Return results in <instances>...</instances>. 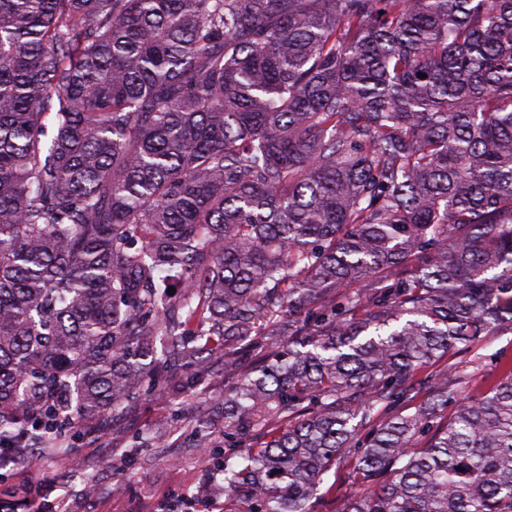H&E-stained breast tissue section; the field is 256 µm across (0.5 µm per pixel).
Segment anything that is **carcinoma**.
I'll list each match as a JSON object with an SVG mask.
<instances>
[{"mask_svg":"<svg viewBox=\"0 0 512 512\" xmlns=\"http://www.w3.org/2000/svg\"><path fill=\"white\" fill-rule=\"evenodd\" d=\"M505 331L512 0H0V467L219 355L238 512H512ZM507 353L512 355V334L507 333L502 336H491L488 339L487 345L479 351L483 356H486L484 360L485 371H493L495 366V358L499 353ZM490 357L494 358L491 362ZM335 471L337 482L340 485L339 492L336 496L332 497H313L307 504L310 512H341L344 504L359 494V490L345 479V467L343 464H336L333 467L324 484L330 483L335 479Z\"/></svg>","mask_w":512,"mask_h":512,"instance_id":"1","label":"carcinoma"}]
</instances>
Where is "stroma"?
<instances>
[{
    "label": "stroma",
    "instance_id": "1",
    "mask_svg": "<svg viewBox=\"0 0 512 512\" xmlns=\"http://www.w3.org/2000/svg\"><path fill=\"white\" fill-rule=\"evenodd\" d=\"M218 361L205 364L197 383L148 395L103 426H83L68 452L37 454L0 471V512H13L11 490H28L27 512H168L177 497L204 498L212 472L192 442L205 433L224 445V391ZM160 436L155 448H135L134 434Z\"/></svg>",
    "mask_w": 512,
    "mask_h": 512
}]
</instances>
